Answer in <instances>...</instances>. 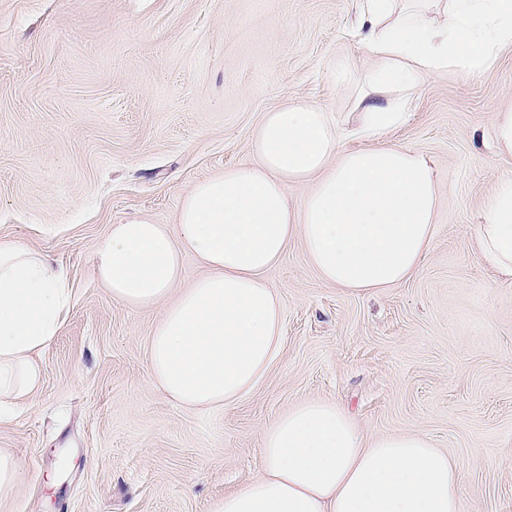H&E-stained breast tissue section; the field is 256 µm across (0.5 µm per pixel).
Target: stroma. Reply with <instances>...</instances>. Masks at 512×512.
Wrapping results in <instances>:
<instances>
[{
  "label": "stroma",
  "instance_id": "stroma-1",
  "mask_svg": "<svg viewBox=\"0 0 512 512\" xmlns=\"http://www.w3.org/2000/svg\"><path fill=\"white\" fill-rule=\"evenodd\" d=\"M361 0H0V240L63 267L70 308L39 362L43 383L0 421L24 468L0 512H210L261 472L260 438L298 403H336L365 438L410 428L459 464L462 512H512V280L479 254L476 226L512 157L487 148L512 100V45L485 70L429 76L393 143L442 171L419 271L393 288L324 282L299 240L264 274L282 344L234 404L181 408L154 383L160 308L97 281L93 248L132 217L171 224L186 190L251 162L263 113L298 97L352 136L366 64Z\"/></svg>",
  "mask_w": 512,
  "mask_h": 512
}]
</instances>
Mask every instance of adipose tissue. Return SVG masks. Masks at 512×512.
<instances>
[{"mask_svg": "<svg viewBox=\"0 0 512 512\" xmlns=\"http://www.w3.org/2000/svg\"><path fill=\"white\" fill-rule=\"evenodd\" d=\"M359 37L372 61L354 98L368 147H339L336 122L293 99L264 113L253 162L194 183L175 223L109 225L94 269L113 299L161 307L148 343L156 385L180 406L235 403L276 356L282 300L265 272L299 239L321 279L370 291L419 269L436 232L442 177L418 149L388 141L426 77L475 71L512 44V0H364ZM307 187L294 209L288 184ZM481 255L512 278V178L477 226ZM205 273L181 288L183 256ZM72 300L68 274L27 247L0 242V399L18 404L42 384L38 355ZM262 472L211 512H462L454 458L427 435L365 440L335 403L297 404L261 435Z\"/></svg>", "mask_w": 512, "mask_h": 512, "instance_id": "obj_1", "label": "adipose tissue"}]
</instances>
